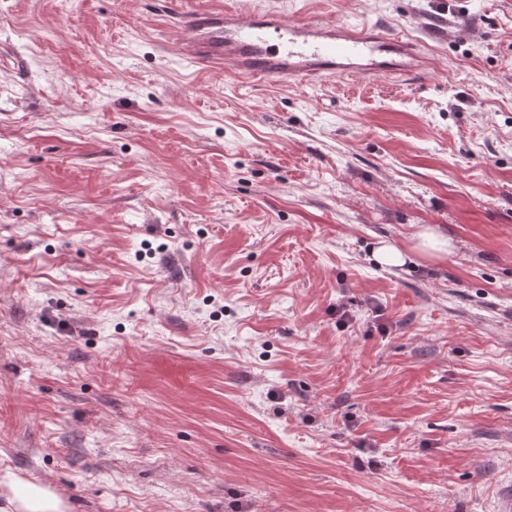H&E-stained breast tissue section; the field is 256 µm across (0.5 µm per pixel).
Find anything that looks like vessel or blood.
<instances>
[{
	"instance_id": "b4317fda",
	"label": "vessel or blood",
	"mask_w": 512,
	"mask_h": 512,
	"mask_svg": "<svg viewBox=\"0 0 512 512\" xmlns=\"http://www.w3.org/2000/svg\"><path fill=\"white\" fill-rule=\"evenodd\" d=\"M176 28L185 57L246 78L300 84L335 75L413 80L425 71L416 44L375 23L291 22L274 11L244 9L241 0H216L185 12Z\"/></svg>"
}]
</instances>
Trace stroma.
<instances>
[{"instance_id": "obj_1", "label": "stroma", "mask_w": 512, "mask_h": 512, "mask_svg": "<svg viewBox=\"0 0 512 512\" xmlns=\"http://www.w3.org/2000/svg\"><path fill=\"white\" fill-rule=\"evenodd\" d=\"M0 0V480L68 512H503L512 0L380 23L414 81L250 83L174 5ZM453 251L371 257L421 225Z\"/></svg>"}]
</instances>
